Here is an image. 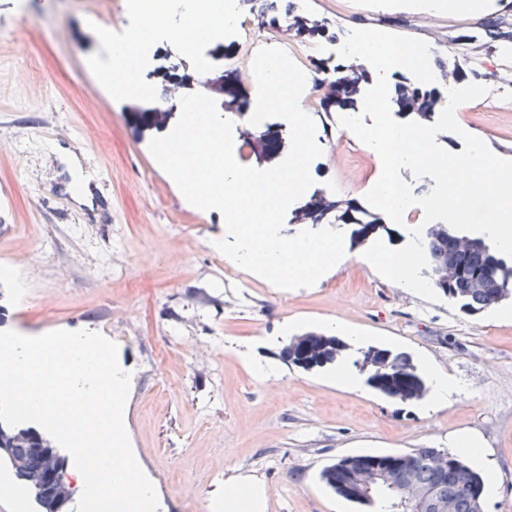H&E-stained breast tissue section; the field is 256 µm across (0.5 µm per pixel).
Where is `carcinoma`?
I'll return each instance as SVG.
<instances>
[{"label":"carcinoma","mask_w":512,"mask_h":512,"mask_svg":"<svg viewBox=\"0 0 512 512\" xmlns=\"http://www.w3.org/2000/svg\"><path fill=\"white\" fill-rule=\"evenodd\" d=\"M512 28V20L504 15L489 19L481 25L479 38L483 45H496L501 49L512 46L508 29ZM427 261L447 262L458 270V278L443 286L435 287L443 295L455 301L462 312L472 315L494 308L504 301L512 299V259L496 249L490 248L481 238L472 239V244L464 250H456L445 243V239L429 236ZM334 336L324 340H315L307 347L288 348V357L302 368L323 367L336 361V343ZM431 448H414L400 454L403 468L419 483L435 484L440 492L453 498L457 503L456 512H482L481 498L483 482L481 476L470 467L460 456L448 453V473L440 475L430 466L429 454ZM387 459L385 454L348 455L337 459L326 466L321 472V478L328 486H332V473L343 469L354 471L361 466H382ZM333 491L339 497L354 502L360 506L378 507V512H394L389 503L394 498V492L385 488L380 489L370 497L353 499L346 496L339 487L333 486Z\"/></svg>","instance_id":"1"}]
</instances>
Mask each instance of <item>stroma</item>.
Here are the masks:
<instances>
[{
	"label": "stroma",
	"mask_w": 512,
	"mask_h": 512,
	"mask_svg": "<svg viewBox=\"0 0 512 512\" xmlns=\"http://www.w3.org/2000/svg\"><path fill=\"white\" fill-rule=\"evenodd\" d=\"M468 11L425 0H257L255 42L294 38L268 22L291 8L326 24L334 37L377 29L426 41L431 65L463 63L468 80L488 87L497 109L460 105V133L512 160V58L482 50L464 60L449 37L476 33L484 18L512 13V0H475ZM133 0H0V263L28 258V300L14 304L0 281V331L38 336L89 330L118 346L130 372L124 424L134 456L152 481L158 512H250L224 504L235 485L261 502L260 512H358L320 478L337 458L414 448L468 457L477 441L498 470L483 512H512V306L467 315L442 297L424 300L364 262L375 242L406 244L407 226L364 235L342 219L341 203L367 209L381 175L377 154L354 133L339 147L355 160L354 182L338 185L328 154L309 171L313 185L288 208L282 233L339 227L346 256L313 286L276 288L247 270L245 287L224 288L231 258L209 239L222 236L221 214L191 205L149 151L180 117L189 87L172 91L154 72H223L224 44L198 55L174 39L153 44L148 90L116 95L99 77L100 31L119 29ZM90 180L83 192L73 172ZM307 332L347 344L334 363L305 369L285 347ZM409 356L421 384L440 365L462 392L431 412L426 397L373 388L371 368L355 367L358 348ZM356 379L349 389L346 378Z\"/></svg>",
	"instance_id": "stroma-1"
}]
</instances>
